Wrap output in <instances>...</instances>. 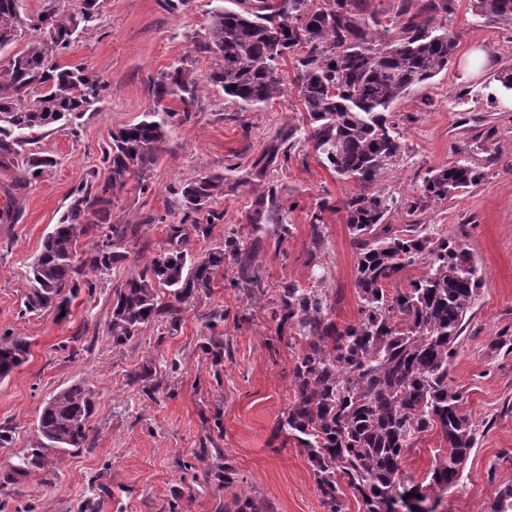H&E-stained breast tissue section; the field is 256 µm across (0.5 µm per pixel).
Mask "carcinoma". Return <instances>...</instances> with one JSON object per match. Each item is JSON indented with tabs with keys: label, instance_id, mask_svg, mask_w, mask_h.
Returning a JSON list of instances; mask_svg holds the SVG:
<instances>
[{
	"label": "carcinoma",
	"instance_id": "carcinoma-1",
	"mask_svg": "<svg viewBox=\"0 0 512 512\" xmlns=\"http://www.w3.org/2000/svg\"><path fill=\"white\" fill-rule=\"evenodd\" d=\"M210 13L205 34L193 41L194 60L205 59V81L238 100L244 112L258 109L283 94L280 62L295 55L294 83L306 112L304 143L336 177L354 183L353 195L340 209L356 256L358 317L333 320L336 298L319 275L304 287L284 281L270 289L257 264V241L263 237L281 247L292 232L285 223L284 202L273 187L258 195L251 215L252 242L231 230L224 241L199 257L186 250L190 236L206 239L213 224H202L224 177L197 175L185 179L175 201L183 214L167 225V245L143 267L112 289L108 333L119 347L148 325L178 331L185 306L210 295L224 264L234 269L228 281L248 302L267 308L280 328L295 330L300 350L290 370L295 398L279 419V429L295 441L316 478L326 512H344L339 479L359 494L368 512H395L392 505L428 501L424 489L454 487L476 445V425L465 410L463 393L448 380L464 331L466 315L479 297L484 272L470 251L454 237H434L419 224L385 223L397 206L396 196L376 188L381 171L401 152V136L390 109L413 87L448 68L458 36L437 19L456 11V0H399L385 11L384 23L371 0H224ZM103 0H49L34 15L21 11V0H0V51L32 30L36 38L12 55L0 69V224H14L32 181L51 161L24 146L46 127L80 116L103 98L106 82L84 67L62 66L57 56L98 17ZM471 12L486 23L512 26V0H470ZM191 64L184 61L151 81L157 102L176 97L181 112H148L140 121L111 134L105 154L103 183L71 194V201L45 237L30 266L23 298L31 313L67 310L87 279L107 276L129 255L126 244L141 227L156 222L130 220L108 224L113 199L134 180L149 188L167 131L191 117L196 104ZM481 173L464 159L428 172L421 193L443 200L476 184ZM331 201L317 202L311 217L306 265L319 266L324 234L322 213ZM89 236L97 241L79 248ZM426 271L407 287L387 293L411 266ZM211 363L224 362V337L209 336L201 345ZM29 355L18 337L0 336V379L8 377ZM143 382L149 398L160 388L149 365L129 373ZM96 390L78 382L55 392L37 421L39 440L26 462L39 469L46 452L80 448L92 430ZM437 431L446 447L436 450L426 482L399 491V475L414 438ZM224 512H257L245 494ZM485 512H512V484L497 488Z\"/></svg>",
	"mask_w": 512,
	"mask_h": 512
}]
</instances>
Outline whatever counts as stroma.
Listing matches in <instances>:
<instances>
[{"mask_svg":"<svg viewBox=\"0 0 512 512\" xmlns=\"http://www.w3.org/2000/svg\"><path fill=\"white\" fill-rule=\"evenodd\" d=\"M220 4L191 0L184 11L171 13L163 0H104L89 30L58 57L59 64L99 74L108 91L76 126L54 125L27 145V152L52 165L29 187L18 223L0 224V335L29 344L27 361L0 380V426L11 429L0 445V512H224L225 503L242 492L261 512H325L306 457L278 429L294 399L290 368L299 347L279 340L264 308L227 288L230 266L218 270L210 295L186 306L178 332L150 326L116 349L107 331L113 287L163 246L166 224L181 219L171 201L182 179L220 174L225 185L211 205L219 215L212 235L190 239L191 255L223 241L229 230L248 233L255 162L289 127L306 123L293 85V56L280 66L283 95L257 110L241 111L222 90L199 83L192 118L171 131L148 190L129 182L112 211L115 224L148 213L165 217V224L147 226L128 243L129 259L93 291H80L67 314L23 307L33 257L70 195L101 168L112 131L161 106L182 110L175 98L156 102L150 82L190 57L193 38ZM448 27L459 43L447 70L394 106L403 149L378 187L402 201L387 223L421 224L455 237L484 271L448 372L481 427L479 442L459 484L439 494L436 509L484 512L496 488L512 483V351L496 346L498 337H512V98L497 80L512 69V28L482 22L469 0H458ZM460 158L478 166L480 182L442 201L422 199L419 187L428 171ZM260 179L282 196L293 226L282 247L267 245L259 255L269 287L285 279L308 284L311 216L317 201L331 200L332 209L323 214L324 286L336 296L335 321H354L355 251L339 209L353 183L337 179L303 143L278 157ZM218 308L229 316L210 326L209 314ZM213 332L228 339L231 350L217 371L200 349ZM148 360L161 381L152 398L127 377ZM80 381L98 392L88 442L27 472L24 459L39 438L44 402Z\"/></svg>","mask_w":512,"mask_h":512,"instance_id":"obj_1","label":"stroma"}]
</instances>
